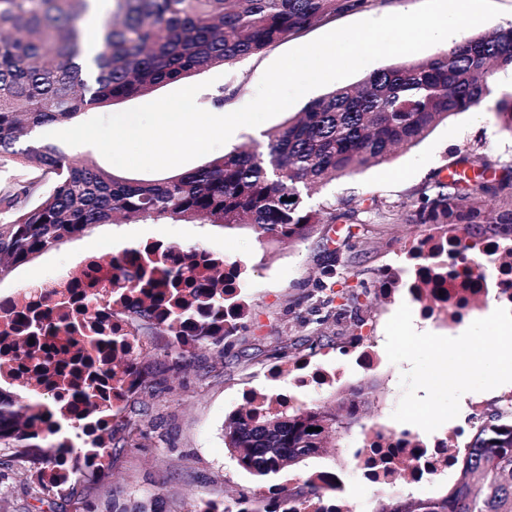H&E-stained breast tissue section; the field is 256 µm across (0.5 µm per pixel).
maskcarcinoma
Returning <instances> with one entry per match:
<instances>
[{
  "mask_svg": "<svg viewBox=\"0 0 512 512\" xmlns=\"http://www.w3.org/2000/svg\"><path fill=\"white\" fill-rule=\"evenodd\" d=\"M95 37L85 20L98 0H0V171H22L20 186L0 189V279L34 256L100 224L136 219L197 221L224 228L249 226L261 241H302L318 224H346L345 236L326 241L341 250L352 225L381 214L371 197L344 212L323 215L306 204L313 191L338 176L388 162L448 117L493 93L492 71L512 69V27L461 39L448 51L377 70L354 87L311 101L299 118L264 134L258 149L235 148L197 169L159 179H130L63 151L39 136L81 114L145 96L158 86L224 66L299 33L312 23L357 10L367 0H106ZM512 132V94L495 102ZM455 166L472 175L426 184L406 210L410 224H464L473 242L492 232L512 233V174L489 180L487 158L468 154ZM405 286L445 281L434 261L409 266ZM222 336H200L189 352L221 347ZM364 388L349 404L331 408L286 395L251 392L247 407L224 424V445L238 466L269 483L259 498L225 499L223 512H330L336 474L318 472L301 494L322 491L318 506L288 505L274 482L285 468L323 452L325 440L357 420ZM512 418L498 411L469 446L448 493L380 501L375 512H512ZM35 419L0 415L1 448H44ZM315 431L309 432L307 428ZM151 495L109 512H157Z\"/></svg>",
  "mask_w": 512,
  "mask_h": 512,
  "instance_id": "1",
  "label": "carcinoma"
}]
</instances>
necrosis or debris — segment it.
Instances as JSON below:
<instances>
[{"instance_id":"1","label":"necrosis or debris","mask_w":512,"mask_h":512,"mask_svg":"<svg viewBox=\"0 0 512 512\" xmlns=\"http://www.w3.org/2000/svg\"><path fill=\"white\" fill-rule=\"evenodd\" d=\"M478 250L479 263L459 261L455 274L444 284L448 312L457 323L491 302L512 310V240L491 237ZM134 252L138 261L132 267L122 260L105 263L89 253L76 267L0 289V372L16 388L9 409L23 417H41L51 446L46 461L26 469L37 487L59 491L109 470L108 437L123 422L127 400L143 383V374L133 363L146 348L137 319L140 312L148 313L174 347L190 346L189 329L170 327L146 296L145 287L162 285L168 270L182 269L181 298L198 306L201 320L218 328L224 325V305L220 301L201 305L203 290L219 297L243 294L241 283L232 276L233 263L219 250L149 238ZM103 364L111 368L104 396L100 407L89 412L84 391L90 373ZM284 374L299 389H318L343 378L340 371L309 362L296 361L288 368L274 366L268 371L273 379ZM486 406V400L470 398L463 425L451 427L446 438L426 445L411 438L409 447L393 459L391 474L372 476L361 459L355 469L362 478L390 490L402 483H433L435 477L420 460L419 447L442 457L447 470H454L467 451L469 434L480 427Z\"/></svg>"}]
</instances>
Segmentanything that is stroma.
<instances>
[{"label": "stroma", "instance_id": "35a3bbf8", "mask_svg": "<svg viewBox=\"0 0 512 512\" xmlns=\"http://www.w3.org/2000/svg\"><path fill=\"white\" fill-rule=\"evenodd\" d=\"M422 0H368L359 10L337 14L316 22L261 53L193 76L202 84L196 97L199 107L211 110L214 87L207 80L231 90L227 111L247 104L255 95L264 70L287 51L306 44L339 27L391 13L409 12ZM317 88L290 108L256 127H242L227 143L228 148L262 142L266 130L285 124L306 103L325 95ZM467 153L487 157L489 178L512 169V133L501 128L492 102L440 122L417 145L398 149L388 163L365 168L321 187L311 198L316 209L343 211L374 196L384 204L400 206L414 201L416 191L431 177L447 178L454 162ZM124 229L132 240L160 237L178 244H206L220 249L244 267L245 290L250 311L239 331L226 338L222 349L184 358L166 354L164 337L145 329L149 348L141 356L150 381L147 392L128 400L124 414L135 417L138 429L127 435L115 428L111 471L99 479L76 483L64 492L31 485L23 462L14 449L0 448V512H84L86 507L103 512L113 494L139 499L158 495L161 512H189L192 500L222 501L225 495L249 497L264 494L265 485L240 470L224 447V421L244 405V395L253 391L273 394L283 390L285 380H271V366L287 364L301 352L312 362L341 368L349 382L366 389L367 404L353 427L337 434L332 448L285 469L277 478L285 486L301 485L317 472L336 473L343 482L336 497L350 512H375L385 494L374 484L359 479L352 468L363 433L406 431V424L393 420L400 399V378L408 363L394 364L381 357L375 371L362 369L355 354L342 353L356 320L384 335L385 325L400 303L383 294L379 273L404 264V247L422 231L421 225L405 223L400 215L375 220L355 228L348 248L333 251L322 232L294 242L260 241L249 228H223L213 224L128 223ZM114 255L119 251L111 233L98 228L73 237L58 247L17 267L1 280L17 286L35 275H46L71 266L79 252ZM336 268L349 284L366 290L358 309L337 315L325 306L328 281L322 272Z\"/></svg>", "mask_w": 512, "mask_h": 512}]
</instances>
